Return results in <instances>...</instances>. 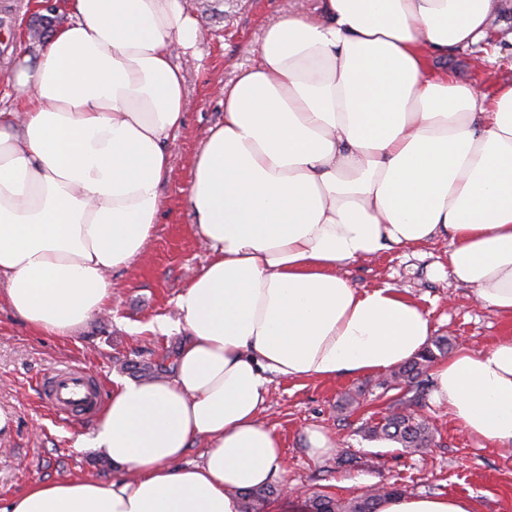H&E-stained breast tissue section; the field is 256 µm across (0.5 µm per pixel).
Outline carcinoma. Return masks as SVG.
Returning a JSON list of instances; mask_svg holds the SVG:
<instances>
[{"label": "carcinoma", "mask_w": 512, "mask_h": 512, "mask_svg": "<svg viewBox=\"0 0 512 512\" xmlns=\"http://www.w3.org/2000/svg\"><path fill=\"white\" fill-rule=\"evenodd\" d=\"M448 339L433 340L412 360L394 370L382 385L396 391L387 407V415L378 423L365 428V436L371 440L389 441L409 453L420 452L434 443L435 429L427 420L415 413L414 407L424 395L426 382L425 369L437 355L446 353ZM277 493L273 485L253 488L243 493L247 500L244 512H263L270 497ZM402 494L401 488L391 484L371 488L362 495L341 500L319 491L312 497L311 512H377L379 502L391 496Z\"/></svg>", "instance_id": "1"}]
</instances>
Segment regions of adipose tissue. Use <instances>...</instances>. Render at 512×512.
I'll use <instances>...</instances> for the list:
<instances>
[{"label":"adipose tissue","instance_id":"1","mask_svg":"<svg viewBox=\"0 0 512 512\" xmlns=\"http://www.w3.org/2000/svg\"><path fill=\"white\" fill-rule=\"evenodd\" d=\"M500 0H323L268 24L257 66L221 86L224 124L188 204L213 252L176 300L189 336L172 375L121 380L87 443L133 479L34 485L0 512H241L281 478L262 423L273 377L385 372L434 334L350 263L448 242V273L512 319V83L487 93L435 69L487 37ZM201 31L182 0H69L66 23L8 82L0 110V290L34 332L69 336L148 248L190 102L177 63ZM432 398L470 435L512 445V337L460 347ZM200 463L182 458L197 440ZM377 512H476L404 495Z\"/></svg>","mask_w":512,"mask_h":512}]
</instances>
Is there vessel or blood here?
I'll list each match as a JSON object with an SVG mask.
<instances>
[{
  "instance_id": "obj_1",
  "label": "vessel or blood",
  "mask_w": 512,
  "mask_h": 512,
  "mask_svg": "<svg viewBox=\"0 0 512 512\" xmlns=\"http://www.w3.org/2000/svg\"><path fill=\"white\" fill-rule=\"evenodd\" d=\"M41 387L45 407L65 423L92 416L104 399L102 387L77 365L45 376Z\"/></svg>"
}]
</instances>
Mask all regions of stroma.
Returning a JSON list of instances; mask_svg holds the SVG:
<instances>
[{"mask_svg":"<svg viewBox=\"0 0 512 512\" xmlns=\"http://www.w3.org/2000/svg\"><path fill=\"white\" fill-rule=\"evenodd\" d=\"M293 0H186V11L205 33L178 62L191 102L182 134L171 157V171L161 188L163 209L148 255L113 269L112 301L84 328L70 336L34 333L0 297V414L8 421L0 432V500L21 494L37 483L58 480L109 481L118 478L102 452L82 447L94 422L63 424L44 408L40 382L52 369L76 364L111 391L115 380H144L160 364L170 363L187 338L177 326L175 301L191 271L211 257L208 243L195 231L187 203L196 157L211 129L224 123V103L217 92L241 70L259 62L265 25L287 13ZM35 13L33 0H0V103L20 102L7 82L15 58L36 50L25 32ZM488 44L458 51L445 60L449 74L461 81L493 85L496 77L512 79V9L498 14ZM447 248L436 243L421 251L394 249L345 271L357 288L390 284L408 291L429 313L436 335L451 346L484 349L511 334L512 322L482 307L468 288L436 273L447 264ZM169 322L167 331L157 320ZM379 374L335 379H277L270 386L263 421L283 443L289 498H275L279 512H308L316 491L350 498L365 489L394 484L408 494L456 495L475 500L480 512H512V447L501 448L472 437L446 407L425 399L420 414L437 428L435 443L424 452L405 455L394 444L365 437V424L386 414L388 397ZM357 394L358 409L342 410L345 393ZM327 433L334 452L313 456L307 434ZM356 457L352 468H338L336 456Z\"/></svg>","mask_w":512,"mask_h":512,"instance_id":"stroma-1","label":"stroma"}]
</instances>
